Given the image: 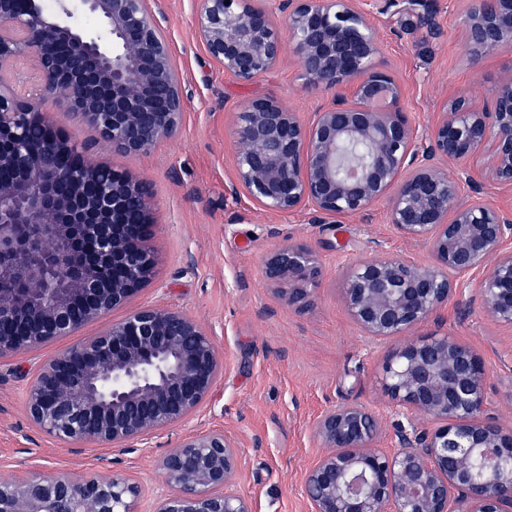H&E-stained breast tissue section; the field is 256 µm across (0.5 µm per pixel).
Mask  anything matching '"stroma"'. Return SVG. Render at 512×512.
I'll use <instances>...</instances> for the list:
<instances>
[{
	"mask_svg": "<svg viewBox=\"0 0 512 512\" xmlns=\"http://www.w3.org/2000/svg\"><path fill=\"white\" fill-rule=\"evenodd\" d=\"M432 29L419 27L401 9L378 16L381 60L404 87L403 111L425 132L442 103L461 94L480 99L512 75V47L487 52L472 66L460 27L462 0H427ZM162 14L187 107L175 138L148 153L127 157L93 140L66 112L61 98L41 96L32 62H12L7 78L16 96L42 97L63 135L90 157L150 182L152 246L158 264L152 281L126 307L31 352L0 358V476L108 472L140 484L136 512H156L170 489L159 470L161 456L190 434L224 431L242 452L236 488L252 512H309L305 472L319 449L313 422L348 403L371 408L382 425L381 447L396 430L427 426L426 418L388 403L380 378L388 343L365 336L351 319L341 292L347 267L384 256L432 262L428 247L401 238L387 221L385 204L367 214L316 224L308 210L275 214L246 194L225 188L234 175L231 123L250 98L270 97L310 114L328 93L303 88L293 55L272 72L245 84L214 64L195 28L196 0H147ZM302 244L321 270L312 307H291L264 273L275 249ZM175 308L212 336L224 374L200 411L185 423L128 447L70 445L37 428L26 410V391L37 368L59 350L97 334L136 308ZM441 333L471 347L488 371L489 408L512 429V328L481 308L462 314L456 304L441 312Z\"/></svg>",
	"mask_w": 512,
	"mask_h": 512,
	"instance_id": "obj_1",
	"label": "stroma"
}]
</instances>
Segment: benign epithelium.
<instances>
[{"mask_svg": "<svg viewBox=\"0 0 512 512\" xmlns=\"http://www.w3.org/2000/svg\"><path fill=\"white\" fill-rule=\"evenodd\" d=\"M276 2L272 10L265 0H198L209 58L248 83L278 67L288 43L303 87L334 96L307 120L268 97L241 105L226 192L275 213L307 209L316 224L384 201L394 230L433 258L427 267L389 257L352 265L341 291L365 335L408 337L388 353L382 389L437 425L398 431L384 449L366 406L324 412L312 427L322 452L304 482L311 512H512V430L488 407L482 359L445 334L414 337L464 287V311L477 304L512 327V211L482 198L467 172L476 166L512 188V79L482 103L443 104L420 136L360 0ZM461 27L475 66L512 46V0H471ZM23 55L45 93L64 90L71 117L114 152L147 153L181 125V77L145 0H56L54 9L0 0V71ZM345 87L349 99L338 94ZM152 206L145 180L83 155L39 100L19 99L0 74V357L71 336L148 283ZM317 274L306 246L282 247L265 264L281 299L301 308L313 304ZM223 371L196 320L140 307L44 363L27 413L68 444L123 447L194 416ZM239 464L223 432L185 437L161 458L171 494L157 512H251L235 488ZM140 494L116 475L27 474L0 482V512H134Z\"/></svg>", "mask_w": 512, "mask_h": 512, "instance_id": "benign-epithelium-1", "label": "benign epithelium"}]
</instances>
